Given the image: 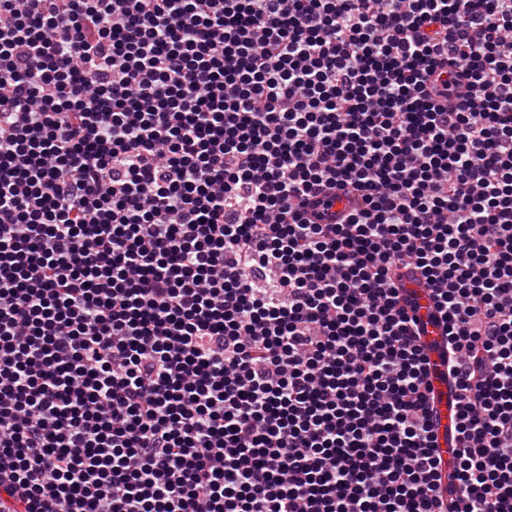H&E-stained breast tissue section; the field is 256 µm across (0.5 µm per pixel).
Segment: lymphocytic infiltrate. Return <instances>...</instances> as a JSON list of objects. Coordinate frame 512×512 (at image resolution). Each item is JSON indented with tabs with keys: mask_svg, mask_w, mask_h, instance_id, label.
<instances>
[{
	"mask_svg": "<svg viewBox=\"0 0 512 512\" xmlns=\"http://www.w3.org/2000/svg\"><path fill=\"white\" fill-rule=\"evenodd\" d=\"M0 512H512V0H0ZM408 284L411 288V299L417 306V314L423 321L422 340L429 347L437 453L445 463H448L457 446L454 440V430L457 421L458 397L448 383L445 323L434 308L430 290L423 288L417 280L412 278H408Z\"/></svg>",
	"mask_w": 512,
	"mask_h": 512,
	"instance_id": "lymphocytic-infiltrate-1",
	"label": "lymphocytic infiltrate"
}]
</instances>
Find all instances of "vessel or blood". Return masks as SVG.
<instances>
[{"instance_id": "vessel-or-blood-1", "label": "vessel or blood", "mask_w": 512, "mask_h": 512, "mask_svg": "<svg viewBox=\"0 0 512 512\" xmlns=\"http://www.w3.org/2000/svg\"><path fill=\"white\" fill-rule=\"evenodd\" d=\"M411 299L423 321V342L429 348L430 378L432 385L433 423L436 446L443 460H450L456 446L454 430L457 421L458 397L448 382L445 350V323L434 308L430 290L417 280H410Z\"/></svg>"}]
</instances>
